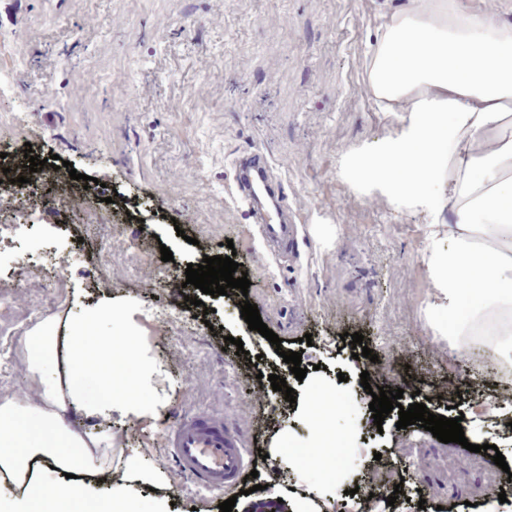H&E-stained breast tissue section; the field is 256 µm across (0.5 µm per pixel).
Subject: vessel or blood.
Returning a JSON list of instances; mask_svg holds the SVG:
<instances>
[{"label":"vessel or blood","instance_id":"b4317fda","mask_svg":"<svg viewBox=\"0 0 512 512\" xmlns=\"http://www.w3.org/2000/svg\"><path fill=\"white\" fill-rule=\"evenodd\" d=\"M232 195L257 224L266 256L295 248L301 228L265 153L255 149L238 157ZM165 441V460L210 493L228 494L240 488L262 459L257 442L241 424L205 409L177 415L165 428Z\"/></svg>","mask_w":512,"mask_h":512}]
</instances>
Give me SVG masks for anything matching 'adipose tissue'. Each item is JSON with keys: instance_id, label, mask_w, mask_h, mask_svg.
<instances>
[{"instance_id": "1", "label": "adipose tissue", "mask_w": 512, "mask_h": 512, "mask_svg": "<svg viewBox=\"0 0 512 512\" xmlns=\"http://www.w3.org/2000/svg\"><path fill=\"white\" fill-rule=\"evenodd\" d=\"M368 97L398 123L389 136L343 157L338 173L367 203L426 213L421 261L436 335L476 336L512 364V24L497 0H402L382 23L363 76ZM129 326L111 302L60 331L50 319L28 332L25 352L42 386L38 402H0V473L25 486L13 512H129L126 496L94 498L55 472L77 461L104 470L105 436L74 430L69 413L145 418L153 404L114 371L134 359L101 320Z\"/></svg>"}]
</instances>
